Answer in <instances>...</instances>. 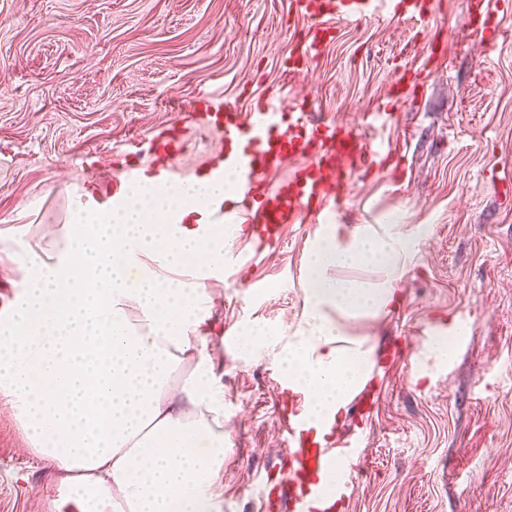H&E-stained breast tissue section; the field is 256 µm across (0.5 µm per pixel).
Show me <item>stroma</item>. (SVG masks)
<instances>
[{
	"label": "stroma",
	"mask_w": 512,
	"mask_h": 512,
	"mask_svg": "<svg viewBox=\"0 0 512 512\" xmlns=\"http://www.w3.org/2000/svg\"><path fill=\"white\" fill-rule=\"evenodd\" d=\"M471 0H436L445 55L417 95L392 102L390 84L420 65L426 28L372 18L335 24L305 73L288 50L306 19L295 0H0V312L23 275L19 261L45 228L69 223L100 195L114 162L136 163V143L184 130L178 182L205 174L222 141L177 102L213 91L253 111L269 93L313 100L318 117L360 125L391 113L375 143L398 165L355 175L320 224H291L253 266L207 282L217 299L203 331L224 387L228 452L219 512H279L288 468L281 416L293 399L275 350H239L241 330L288 337L305 304V260L318 239L391 225L424 236L406 259L396 308L347 321L377 341L366 386L371 411L348 406L337 440L362 438L353 492L338 512H512V39L488 51ZM461 333L451 362L432 337ZM0 410V512H73L55 473L27 453Z\"/></svg>",
	"instance_id": "1"
}]
</instances>
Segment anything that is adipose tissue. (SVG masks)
Instances as JSON below:
<instances>
[{"instance_id": "adipose-tissue-1", "label": "adipose tissue", "mask_w": 512, "mask_h": 512, "mask_svg": "<svg viewBox=\"0 0 512 512\" xmlns=\"http://www.w3.org/2000/svg\"><path fill=\"white\" fill-rule=\"evenodd\" d=\"M232 180L201 177L162 192L145 183L108 211L79 210L49 230L52 255L32 248L19 289L0 315V404L29 450L60 477L78 512H215L224 469V389L198 329L224 275L230 232L199 223ZM417 241L362 229L322 237L306 262V324L288 343L242 331L245 350L275 346L284 377L309 395L308 415L344 414L373 366L370 337L346 338L341 317L378 318ZM378 266L377 287L334 270Z\"/></svg>"}]
</instances>
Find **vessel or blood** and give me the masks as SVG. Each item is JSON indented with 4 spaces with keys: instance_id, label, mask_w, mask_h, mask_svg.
I'll list each match as a JSON object with an SVG mask.
<instances>
[{
    "instance_id": "vessel-or-blood-1",
    "label": "vessel or blood",
    "mask_w": 512,
    "mask_h": 512,
    "mask_svg": "<svg viewBox=\"0 0 512 512\" xmlns=\"http://www.w3.org/2000/svg\"><path fill=\"white\" fill-rule=\"evenodd\" d=\"M310 23L302 39L289 49L292 62L308 63L333 37L336 21H358L376 16L403 17L422 26L433 20L432 0H296ZM201 127L224 135V150L210 163L209 174L223 180L225 170L237 171L235 193L242 206L233 212L214 205L206 221L241 225L248 239L273 244L280 242L286 225L318 224L333 211L348 189L350 174L377 167L383 157L374 149L367 134L334 120L317 122L311 112L295 105L283 108L279 94H272L258 111L244 112L226 106L221 98L208 95L181 103ZM173 139L159 132L144 141L140 151L147 161L140 166L123 165L103 200L117 206L122 202L123 186L129 182L150 181L163 188L177 172L171 162ZM305 158L288 179L271 186L268 177L281 169L286 159ZM296 399L288 414L285 441L288 445V471L284 483L292 493L284 501L287 512H336L339 503L352 493V474L361 454L360 439L353 438L335 448L313 441L306 409V395L293 389ZM336 467V479L321 486L320 475Z\"/></svg>"
}]
</instances>
